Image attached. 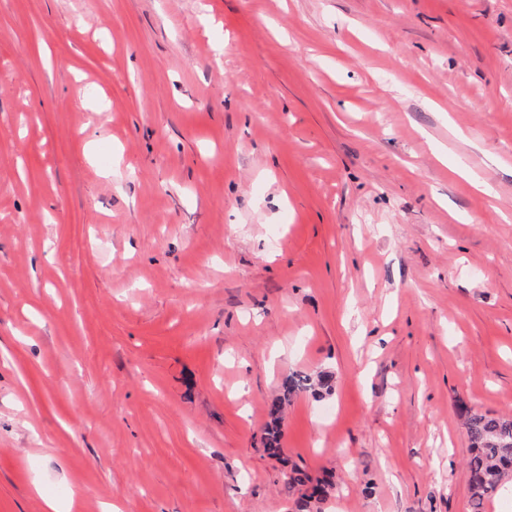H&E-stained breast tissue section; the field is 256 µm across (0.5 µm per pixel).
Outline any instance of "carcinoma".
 Listing matches in <instances>:
<instances>
[{"mask_svg": "<svg viewBox=\"0 0 512 512\" xmlns=\"http://www.w3.org/2000/svg\"><path fill=\"white\" fill-rule=\"evenodd\" d=\"M333 376L321 372L317 379L296 372L288 376L282 394L271 401L270 422L264 432V447L271 457H279L281 448V414L290 397L309 393L321 398L332 393ZM464 429L470 443L467 462L468 488L474 512H480L488 498L492 497L507 480H512V415H490L465 408ZM288 484L302 488L296 502L298 512H313L332 489L327 481H313L306 473L294 468L287 473Z\"/></svg>", "mask_w": 512, "mask_h": 512, "instance_id": "obj_1", "label": "carcinoma"}]
</instances>
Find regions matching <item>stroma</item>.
Wrapping results in <instances>:
<instances>
[{
    "mask_svg": "<svg viewBox=\"0 0 512 512\" xmlns=\"http://www.w3.org/2000/svg\"><path fill=\"white\" fill-rule=\"evenodd\" d=\"M464 407L512 414V0H0V512H471ZM333 376L328 372H321L314 382L311 375L296 372L292 373L283 384L282 394L271 401L269 407L270 422L264 432V449L271 457H280L281 448V414L285 403L290 397L300 393H310L315 398H322L332 393ZM286 478L288 484L293 487H301L303 492L296 502V508L299 512H311L316 504L324 501L332 489L331 483L328 481L313 480L302 470L293 468L289 473L287 472Z\"/></svg>",
    "mask_w": 512,
    "mask_h": 512,
    "instance_id": "1",
    "label": "stroma"
}]
</instances>
